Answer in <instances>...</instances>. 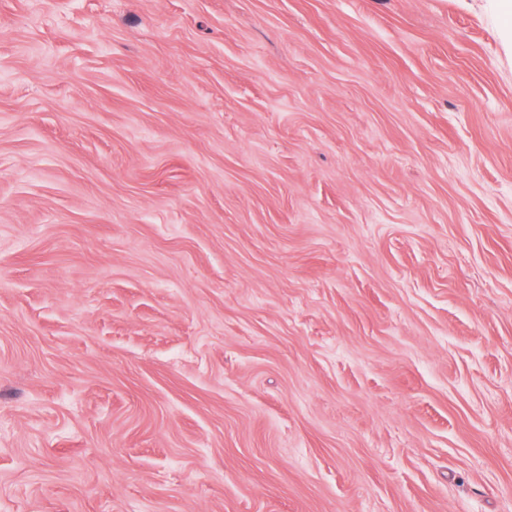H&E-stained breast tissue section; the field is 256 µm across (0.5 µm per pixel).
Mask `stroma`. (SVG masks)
Returning <instances> with one entry per match:
<instances>
[{"instance_id": "stroma-1", "label": "stroma", "mask_w": 512, "mask_h": 512, "mask_svg": "<svg viewBox=\"0 0 512 512\" xmlns=\"http://www.w3.org/2000/svg\"><path fill=\"white\" fill-rule=\"evenodd\" d=\"M0 512H512V0H0Z\"/></svg>"}]
</instances>
